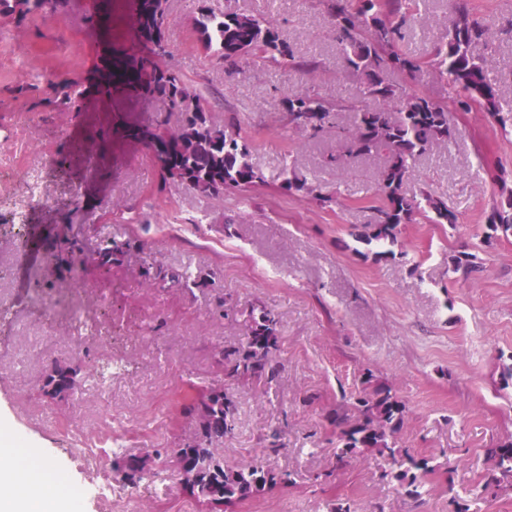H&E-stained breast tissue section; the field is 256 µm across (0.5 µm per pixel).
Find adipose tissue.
Here are the masks:
<instances>
[{
    "mask_svg": "<svg viewBox=\"0 0 512 512\" xmlns=\"http://www.w3.org/2000/svg\"><path fill=\"white\" fill-rule=\"evenodd\" d=\"M15 441L0 429V512H71L72 497L52 478L47 464H39L38 487L24 483Z\"/></svg>",
    "mask_w": 512,
    "mask_h": 512,
    "instance_id": "obj_1",
    "label": "adipose tissue"
}]
</instances>
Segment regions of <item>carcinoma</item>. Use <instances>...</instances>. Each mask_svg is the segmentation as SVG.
I'll return each mask as SVG.
<instances>
[{
  "instance_id": "1",
  "label": "carcinoma",
  "mask_w": 512,
  "mask_h": 512,
  "mask_svg": "<svg viewBox=\"0 0 512 512\" xmlns=\"http://www.w3.org/2000/svg\"><path fill=\"white\" fill-rule=\"evenodd\" d=\"M389 13L382 12V0H326L325 8L332 19L336 43L340 47L346 70L359 81L352 101L342 97L330 101L307 91L289 92L283 97L288 112V124L310 138H321L332 132L349 140L346 154H329L325 164L338 171L347 169V156L384 157L379 171L378 192L381 204L376 207V220L367 224L357 239L376 244V260L395 257L401 226L415 216L431 224H457L456 213L441 199L421 190L414 195L404 192L403 185L416 162L445 147L453 138L448 124L447 105L421 95H410L394 82L395 72L413 73L419 68V58L403 52L399 42L402 30L409 26L408 15L400 12L401 0H392ZM67 0H0V14L19 19L61 15ZM134 34L138 44L149 54L138 58L139 66L130 68L123 61H108L104 81L106 92L119 83L131 94L145 98H160L170 110L183 112L186 118L178 128L160 124L147 131L133 133L149 149L152 140L176 146L174 154L154 155L164 175L170 179L206 176L208 185L202 192L213 198L227 190H246L264 182L263 175L251 162V148L240 133L216 125L200 104V93L183 78L178 70L160 60L168 56L165 36L167 0H131ZM193 27L201 48L220 55L232 64L250 56L282 68L295 61L292 45L283 36L277 21L268 15H244L216 10L210 0H198ZM492 35V27L457 2L448 19V31L434 42L427 52L428 64L438 77L448 83V98L462 112L477 104L496 118L503 127L512 125V113H502L499 88L489 79L488 59L480 47ZM46 84V102L59 112L79 111L81 92L70 81H54L49 75L40 77ZM387 104L371 108L365 101ZM352 113V123L345 129L337 123L343 110ZM279 188L286 192H312L305 181L288 176L282 170ZM487 239L512 237V193L493 203L486 216ZM51 255L69 262L80 251L77 242L67 238L50 244ZM121 254L115 244H106L97 251V263L108 269ZM278 319L262 306L253 307L247 324V341L241 346L224 347L217 351V362L224 366V379L233 383H271L280 375ZM76 391L70 371L52 366L46 369L36 392L41 399L63 401ZM187 414L199 424V436L175 450L177 459L193 474L191 495L197 501L209 499L213 486L222 488L224 506L231 507L247 499L261 496L275 488L293 484L288 472H275L262 464L239 468L224 461V449L219 444L237 431L238 403L233 394L222 386L199 391L186 408ZM406 407L391 389L374 387L365 390L350 409H337L334 422L340 445L338 463L364 452L387 455L399 464L392 478L420 496L418 481L436 472L433 459L418 456L397 446L396 434L402 428ZM495 460L497 473L484 489L512 492V440L488 449ZM113 479L124 485H136L154 474L144 460L120 453L109 458Z\"/></svg>"
}]
</instances>
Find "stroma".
I'll return each mask as SVG.
<instances>
[{
  "instance_id": "1",
  "label": "stroma",
  "mask_w": 512,
  "mask_h": 512,
  "mask_svg": "<svg viewBox=\"0 0 512 512\" xmlns=\"http://www.w3.org/2000/svg\"><path fill=\"white\" fill-rule=\"evenodd\" d=\"M240 14L269 13L298 57L316 71L274 68L257 59L229 74L223 59L198 47L196 0H169L166 64L181 71L205 97L220 125H234L252 147L264 181L215 199L163 178L145 144L129 128L158 123L178 127L184 115L155 98L113 88L100 94L96 78L109 45L131 46V11L112 0V37L87 24L99 0H69L66 14L38 21L0 15V212L19 200L25 178L43 175L53 206L34 210L27 224H0V309L10 323L0 338V425L25 439V449L60 469L73 486L103 478L90 459L72 455L73 433L108 434L112 420L141 427L126 454L149 457L196 437L184 415L192 384L222 385L214 355L245 343L242 321L262 304L279 317L283 364L276 383L227 385L239 402L234 437L224 441L228 464L262 461L291 472L295 483L236 504L232 512H512V496L482 488L494 469L485 448L512 439V384L501 373L512 363V239L486 241V216L512 191V130L480 110L449 109L450 147L416 164L407 192L428 189L458 216L457 227L416 218L404 225L400 253L373 261L356 252V229L373 223L379 203L380 158L350 160L346 172L323 166L345 152L344 138L308 139L289 128L285 90L332 100L355 80L346 72L333 24L322 0H211ZM420 23L401 44L425 56L448 29L446 0H406ZM491 79L501 89L502 111H512V38L493 36L485 49ZM70 79L83 94L81 113L51 112L35 92L16 93L27 70ZM306 180L305 193L279 189L282 163ZM331 196L321 205L313 193ZM64 225L87 259L81 286L85 303L112 318L120 335L140 336L142 358L106 387L53 403L35 386L53 355L29 357L43 329L27 309L30 297L54 302V268L32 255V279L13 277V243ZM124 250L110 270L92 256L104 243ZM472 255L469 274L452 273L451 260ZM192 281L184 290L172 276ZM164 338L170 370L154 368L150 333ZM392 389L407 413L400 447L434 459L437 473L419 498L390 476V457L365 453L336 469L339 451L330 421L343 397L364 379ZM107 406L93 407L98 395ZM282 432L274 453L261 447ZM167 486L139 483L150 512H199L170 468Z\"/></svg>"
}]
</instances>
